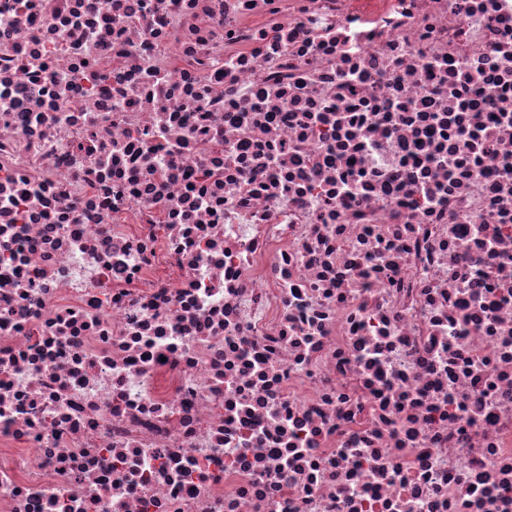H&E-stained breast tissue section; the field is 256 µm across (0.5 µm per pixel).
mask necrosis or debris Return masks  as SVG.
Wrapping results in <instances>:
<instances>
[{
	"label": "necrosis or debris",
	"mask_w": 512,
	"mask_h": 512,
	"mask_svg": "<svg viewBox=\"0 0 512 512\" xmlns=\"http://www.w3.org/2000/svg\"><path fill=\"white\" fill-rule=\"evenodd\" d=\"M0 512H512V0H0Z\"/></svg>",
	"instance_id": "obj_1"
}]
</instances>
